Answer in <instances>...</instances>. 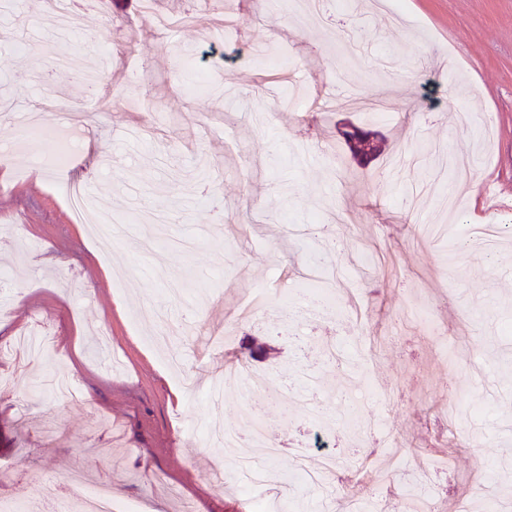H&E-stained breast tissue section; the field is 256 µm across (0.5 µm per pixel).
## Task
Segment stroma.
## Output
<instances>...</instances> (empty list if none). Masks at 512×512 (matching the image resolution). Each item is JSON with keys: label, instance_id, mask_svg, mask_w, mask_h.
Segmentation results:
<instances>
[{"label": "stroma", "instance_id": "1", "mask_svg": "<svg viewBox=\"0 0 512 512\" xmlns=\"http://www.w3.org/2000/svg\"><path fill=\"white\" fill-rule=\"evenodd\" d=\"M5 2L0 104L24 113L51 96L84 135L60 175L38 164L44 139L0 120V494L57 498L82 466L150 512H248L237 449L193 438L257 416L282 453L254 463L280 474L293 512H403L418 469L439 512L478 507L491 483L512 512V234L486 259L425 233L440 215L425 186L452 181L455 149L473 164L455 223L512 225V0H324L302 25L272 0H155L193 18L167 33L139 0H104L71 29L38 0ZM88 62L104 74L94 91L71 77ZM354 126L383 138L380 156L353 158ZM66 180L93 186L83 220ZM103 215L107 253L86 229ZM326 239L336 295L357 308L307 297ZM150 310L200 381L246 364L284 398L190 395L149 341ZM30 329L53 349L21 363L11 349ZM56 373L82 401L43 391ZM359 381L390 404L313 416L325 391ZM469 403L486 414L452 436L449 407ZM320 427L353 470L312 488L296 475ZM389 432L400 473L381 490Z\"/></svg>", "mask_w": 512, "mask_h": 512}]
</instances>
